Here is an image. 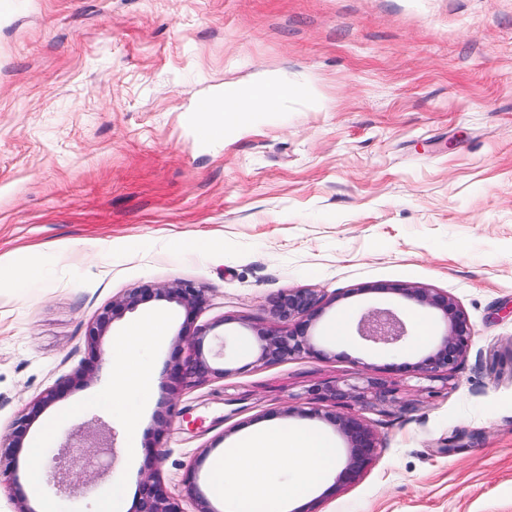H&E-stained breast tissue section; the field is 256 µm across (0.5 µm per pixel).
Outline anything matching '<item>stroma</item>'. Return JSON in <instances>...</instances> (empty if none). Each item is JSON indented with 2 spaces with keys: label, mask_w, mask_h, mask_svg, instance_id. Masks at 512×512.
<instances>
[{
  "label": "stroma",
  "mask_w": 512,
  "mask_h": 512,
  "mask_svg": "<svg viewBox=\"0 0 512 512\" xmlns=\"http://www.w3.org/2000/svg\"><path fill=\"white\" fill-rule=\"evenodd\" d=\"M265 73L288 102L249 126L203 136L196 98ZM322 94L308 103V85ZM212 238L211 255L194 251ZM34 272L0 288V439L88 360L87 329L122 295L174 280L204 288L196 322L206 356L233 375L172 390L182 308L153 300L165 340L143 355L151 399L124 413L91 404L111 386L101 365L44 410L71 415L46 449L94 422L116 435L108 473L76 493L26 491L28 448L0 458V512L40 498L96 512L113 481L135 502L146 450L184 512V479L251 429L305 405L312 389L382 368L400 408L347 409L376 430L362 480L321 483L315 512H512V0H0V261ZM447 291L472 325L448 384L402 372L413 342L372 348L355 332L368 307L416 308L385 285ZM310 288L327 305L314 332L329 358L254 366L241 351L269 321L268 300ZM346 316L348 340L325 330Z\"/></svg>",
  "instance_id": "stroma-1"
}]
</instances>
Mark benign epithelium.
Segmentation results:
<instances>
[{
    "instance_id": "1",
    "label": "benign epithelium",
    "mask_w": 512,
    "mask_h": 512,
    "mask_svg": "<svg viewBox=\"0 0 512 512\" xmlns=\"http://www.w3.org/2000/svg\"><path fill=\"white\" fill-rule=\"evenodd\" d=\"M378 290L405 297L414 305L438 315L445 324L444 332L426 355L414 363L398 366L397 370L430 381L446 382L451 379L469 351L473 338L472 326L462 307L447 292L438 288L391 284L382 285ZM152 300L175 303L185 311L179 340L187 345L189 356L170 373L174 389L188 383L225 378L237 373L235 369L217 366L204 354V339L213 327H196L194 319L206 302L205 290L180 280L157 287L145 285L112 301V305L104 308L88 328V343L96 362L104 361L102 341L110 331L112 322L124 312ZM325 305L322 297L309 288L284 289L271 298L268 309L272 324L253 327L257 352L252 365L273 366L303 356L327 357V352L317 347L311 333L313 324L323 313ZM357 333L360 339L379 348L400 345L409 337L407 322L391 308L376 307L364 312L357 324ZM94 368L95 365L92 364L81 369L75 376L46 392L27 412L21 414L14 423L13 436L8 447H23L29 429L42 410L60 400L73 381L83 379ZM313 392L315 400L332 401L336 405L352 401L373 408H384L397 403L395 387L374 373L362 374L355 383L329 384L315 388ZM288 415L322 419L331 424L343 439L344 463L335 477L331 492L336 494L364 477L379 448V438L366 420L348 411H324L318 406L308 409L291 406L288 408ZM90 447L89 453L82 456L62 451L55 457V485L60 492H67L74 481L89 471L84 461L99 455H114V437L102 426L91 434ZM151 459L152 467L140 483L133 512H183L179 499L172 496L160 477L158 464L162 460L161 450L153 449ZM185 482L196 505L195 512H219L198 487L195 472H190Z\"/></svg>"
}]
</instances>
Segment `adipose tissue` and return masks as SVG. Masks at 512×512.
Returning a JSON list of instances; mask_svg holds the SVG:
<instances>
[{
  "mask_svg": "<svg viewBox=\"0 0 512 512\" xmlns=\"http://www.w3.org/2000/svg\"><path fill=\"white\" fill-rule=\"evenodd\" d=\"M264 88L277 89L283 95L288 92L278 75L264 74L255 88L226 97L231 110L223 120L195 115L191 121L215 135L239 127L250 120L252 113L271 108V101L259 95ZM166 331L161 317L147 316L129 325L125 334L113 338L110 344L107 360L112 368V385L100 398L124 409L127 421L135 419L134 409L126 405L127 397L150 398L155 387L154 372L141 351L162 341ZM284 456L295 469L296 478L280 483L274 479V468ZM335 468L336 442L330 435L311 426L273 422L245 435L234 448L211 460L209 488L215 498L230 505L231 512H259L271 502L282 505L299 499Z\"/></svg>",
  "mask_w": 512,
  "mask_h": 512,
  "instance_id": "obj_1",
  "label": "adipose tissue"
}]
</instances>
